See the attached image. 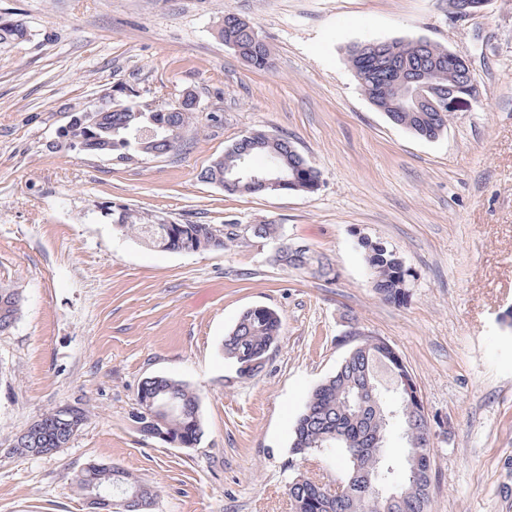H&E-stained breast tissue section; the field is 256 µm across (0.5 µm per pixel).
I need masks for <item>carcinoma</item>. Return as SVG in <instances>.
<instances>
[{"instance_id":"carcinoma-1","label":"carcinoma","mask_w":512,"mask_h":512,"mask_svg":"<svg viewBox=\"0 0 512 512\" xmlns=\"http://www.w3.org/2000/svg\"><path fill=\"white\" fill-rule=\"evenodd\" d=\"M230 35L239 42L249 65L256 70L270 67L267 44L253 45L248 33L234 17L224 18ZM26 29L20 24H0V43L24 38ZM346 60L350 68L365 75L375 91L374 101L393 124L401 123L416 136L426 131L438 138L447 130L448 117H436L434 112L410 111L403 99L401 71L415 65L424 80L434 87H446L458 77V69L448 64V49L437 44L432 50L422 49L418 42L391 40L364 54L348 48ZM195 107L185 105L173 112L168 104L151 109L121 101L101 118L98 130L83 141L84 152L110 156L118 161L134 157L150 158L152 151L162 147L159 140L172 138L181 142L183 131L194 119ZM290 141H275L267 131L255 129L246 139H239L225 149L202 172L201 177L224 182V171H265L272 160L288 172L296 173L295 181L281 189L283 193H313L320 172L301 153L289 149ZM263 159L254 167L249 160ZM116 230L133 234L146 245L162 251L195 253L223 251L251 238L268 240L282 251L271 254V261L284 269L311 272L331 282L336 278L333 263L327 256L313 257L306 250H286L288 242L281 225L266 224H168L161 216L151 221L143 214L125 208L116 217ZM364 250L373 288L381 298L401 303L408 295L409 271L395 263L393 251L386 248ZM20 294L14 288L0 287V333L13 327L21 308ZM280 314L265 306L246 309L234 327L224 336V359L242 372L250 360L267 358L280 341ZM394 349L380 347L366 337L357 342V350L347 353L336 371L323 380L308 396L293 426L286 470V485L292 512H428L433 486L430 428L419 420V405L415 398L403 392L407 369L398 366ZM382 363L395 379V387L380 385L375 396L360 393L366 380L376 382L375 367ZM137 398L151 403L156 418L142 419L141 433L167 444L191 448L202 436L200 396L189 385L165 376H154L142 382ZM84 408L77 407L74 416H64L52 410L31 423L16 436L13 452L32 456L37 448H58L68 437L87 422ZM397 429L404 441V456L394 457L387 451L388 438ZM339 449L346 457L348 469L344 478L348 493L341 498H328L323 489L303 474L299 465L318 449ZM413 449L421 451L417 472L404 469L405 455ZM74 482L86 499L91 512H104L102 499L123 490H139V498L129 512H150L155 491L145 481L127 471L115 480L106 470L86 469L75 475ZM402 485L405 496L392 504L378 500L373 486Z\"/></svg>"}]
</instances>
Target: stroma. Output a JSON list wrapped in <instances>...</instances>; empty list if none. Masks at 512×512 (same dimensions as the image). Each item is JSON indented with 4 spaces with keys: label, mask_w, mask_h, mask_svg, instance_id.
<instances>
[{
    "label": "stroma",
    "mask_w": 512,
    "mask_h": 512,
    "mask_svg": "<svg viewBox=\"0 0 512 512\" xmlns=\"http://www.w3.org/2000/svg\"><path fill=\"white\" fill-rule=\"evenodd\" d=\"M255 24L272 66L217 36L225 9ZM24 39L0 44V285L22 298L0 334V512H87L91 463L157 489L151 512H291V433L350 345L386 340L435 431L429 512H512V0L457 21L446 0H0ZM427 38L466 55L479 98L422 139L362 93L345 61L365 41ZM196 123L179 151L117 162L59 148L73 113L112 96L158 106L184 90ZM286 136L322 174L311 194L231 196L201 171L253 129ZM131 208L171 224H281L326 254L333 282L289 272L272 244L172 253L118 233ZM410 268L403 304L375 293L359 240ZM276 310L281 339L239 377L222 352L243 311ZM201 394L202 437L141 436V382ZM82 431L51 455L14 435L60 405Z\"/></svg>",
    "instance_id": "stroma-1"
}]
</instances>
